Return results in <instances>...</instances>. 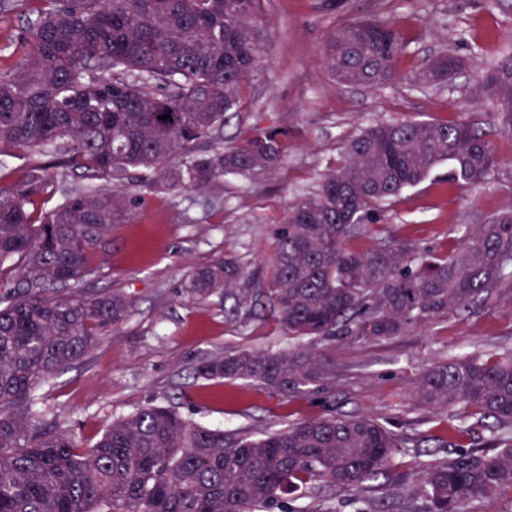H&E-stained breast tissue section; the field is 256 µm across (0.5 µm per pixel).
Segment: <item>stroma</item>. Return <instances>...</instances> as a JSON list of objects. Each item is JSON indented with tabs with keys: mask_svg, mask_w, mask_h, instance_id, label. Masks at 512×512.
<instances>
[{
	"mask_svg": "<svg viewBox=\"0 0 512 512\" xmlns=\"http://www.w3.org/2000/svg\"><path fill=\"white\" fill-rule=\"evenodd\" d=\"M42 0H9L0 11V74L13 71L28 46L26 28ZM357 16L393 22L405 48L403 78L374 88L344 87L321 59L329 34ZM258 59L244 84L243 101L222 130L225 146L255 129L286 130L281 167L263 180L228 176L220 192L158 191L128 186L130 222L115 225L105 264L63 295L101 290L122 294L125 320L106 332L80 360L42 391V407L59 429L95 442L113 420L147 402H171L205 425L259 434L323 415L327 399H287L246 380L207 381L194 367L204 357L298 345L272 315L267 301L235 310L234 298L197 300L185 288L190 272L223 256L248 277L273 269L276 232L291 205L313 191L328 168L344 162V145L361 129L395 120L467 121L491 130L493 107L476 88L484 71L512 51V0H263L257 22ZM451 52L465 67L443 87L417 83L432 57ZM499 165L479 186L451 182L441 164L420 186L394 198L379 221L349 240L366 251L376 239L413 243L443 257L456 251L462 226L481 224L512 206V139L496 137ZM51 166L58 187L111 188L67 163L65 156L0 151V186L20 183L30 166ZM497 300L448 313L403 335L324 348L336 365L328 399L337 410L389 423L405 439L451 440L456 448L482 444L484 426L452 440L446 414L415 408L422 371L461 353L512 350V280Z\"/></svg>",
	"mask_w": 512,
	"mask_h": 512,
	"instance_id": "stroma-1",
	"label": "stroma"
}]
</instances>
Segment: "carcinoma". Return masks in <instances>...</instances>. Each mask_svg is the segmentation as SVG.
<instances>
[{
  "instance_id": "carcinoma-1",
  "label": "carcinoma",
  "mask_w": 512,
  "mask_h": 512,
  "mask_svg": "<svg viewBox=\"0 0 512 512\" xmlns=\"http://www.w3.org/2000/svg\"><path fill=\"white\" fill-rule=\"evenodd\" d=\"M29 23V50L0 75V146L71 154L84 170L147 191H217L224 176L258 178L283 162L288 132L255 131L226 148L212 139L240 107L257 60L258 0H46ZM401 31L358 18L328 36L323 66L341 85L373 88L400 79ZM463 60L431 59L417 76L448 83ZM478 93L495 108V131L512 138V54L487 69ZM169 115L163 120L161 116ZM345 163L316 193L288 207L271 275L240 288L245 273L218 258L195 269L188 294L260 296L288 332L331 345L403 335L409 327L498 297L512 276V208L464 227L458 250L434 257L407 243L347 247L362 223L443 162L451 178L479 185L499 159L489 134L465 121L380 122L345 146ZM57 189L34 165L0 187V512H307L308 485L354 492L390 477L409 442L380 420L330 412L260 436L208 428L170 405L149 402L112 421L92 445L44 422L38 391L121 323L118 293L80 299L45 295L104 261L112 227L132 212L120 188ZM204 380L257 382L287 398H313L336 366L312 346L240 351L201 359ZM417 406L448 413L461 434L493 420L485 447L424 461L415 492L398 512H464L477 498L512 490V351L464 354L427 369Z\"/></svg>"
}]
</instances>
